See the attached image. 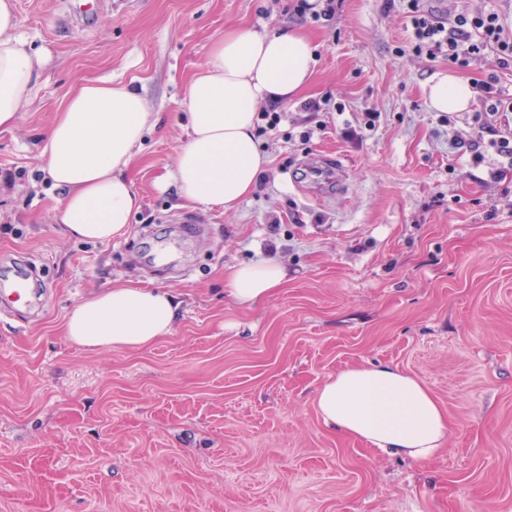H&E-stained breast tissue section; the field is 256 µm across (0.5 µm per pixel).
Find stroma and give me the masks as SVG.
I'll return each mask as SVG.
<instances>
[{
  "label": "stroma",
  "instance_id": "35a3bbf8",
  "mask_svg": "<svg viewBox=\"0 0 512 512\" xmlns=\"http://www.w3.org/2000/svg\"><path fill=\"white\" fill-rule=\"evenodd\" d=\"M14 2L49 61L0 130V279L27 264L38 289L0 312V512H512V164L454 149L473 115L428 107L424 85L449 66L413 51L402 0H339L317 22L291 0H101L86 24L72 0ZM240 26L302 29L315 73L257 139L265 189L203 208L157 180L187 136L185 84ZM108 80L136 86L158 124L128 172L140 210L97 243L59 224L36 153L64 96ZM266 260L287 282L229 301L225 268ZM126 283L175 294L172 334L142 351L71 344V307ZM373 364L447 411L433 460L319 417L321 383Z\"/></svg>",
  "mask_w": 512,
  "mask_h": 512
}]
</instances>
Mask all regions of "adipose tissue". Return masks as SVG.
Masks as SVG:
<instances>
[{"label": "adipose tissue", "instance_id": "adipose-tissue-1", "mask_svg": "<svg viewBox=\"0 0 512 512\" xmlns=\"http://www.w3.org/2000/svg\"><path fill=\"white\" fill-rule=\"evenodd\" d=\"M11 0H0V128L14 127L45 64L15 36ZM314 47L299 31L218 35L207 63L185 87L187 138L164 176L181 198L199 206L235 207L256 187L269 160L254 139L261 103L295 98L314 73ZM438 112L468 111L469 82L439 74L425 88ZM157 116L128 84L90 83L68 96L38 146L43 170L61 189L59 222L83 240L125 234L140 199L127 176L136 149ZM287 280L267 260L224 273L226 291L241 306L269 296ZM179 304L168 290L124 284L77 303L68 314V340L95 353L141 350L172 333ZM324 423L392 455L434 458L448 440V415L418 378L391 365L355 366L331 375L316 392Z\"/></svg>", "mask_w": 512, "mask_h": 512}]
</instances>
